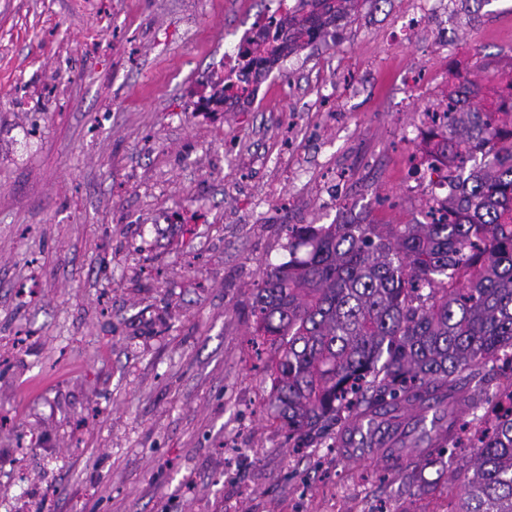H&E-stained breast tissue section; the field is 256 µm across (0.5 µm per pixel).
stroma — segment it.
<instances>
[{
	"mask_svg": "<svg viewBox=\"0 0 512 512\" xmlns=\"http://www.w3.org/2000/svg\"><path fill=\"white\" fill-rule=\"evenodd\" d=\"M273 0H0V512H448L336 448L293 449L250 356L289 224H414L449 85L512 71V0H348L199 112Z\"/></svg>",
	"mask_w": 512,
	"mask_h": 512,
	"instance_id": "obj_1",
	"label": "stroma"
}]
</instances>
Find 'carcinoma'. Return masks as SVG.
I'll return each mask as SVG.
<instances>
[{"instance_id":"carcinoma-1","label":"carcinoma","mask_w":512,"mask_h":512,"mask_svg":"<svg viewBox=\"0 0 512 512\" xmlns=\"http://www.w3.org/2000/svg\"><path fill=\"white\" fill-rule=\"evenodd\" d=\"M336 20V0H300L272 37L265 61ZM512 97L486 106L470 82L455 87L427 135L446 163L448 198L426 224H295L286 262L253 293L255 335L274 352L269 401L288 438L344 412L367 434L417 416L410 442L445 466L492 400L481 366L512 354ZM483 166H468L476 154ZM445 443L434 441L437 427ZM466 461L473 470L448 512H512V415L498 417Z\"/></svg>"}]
</instances>
